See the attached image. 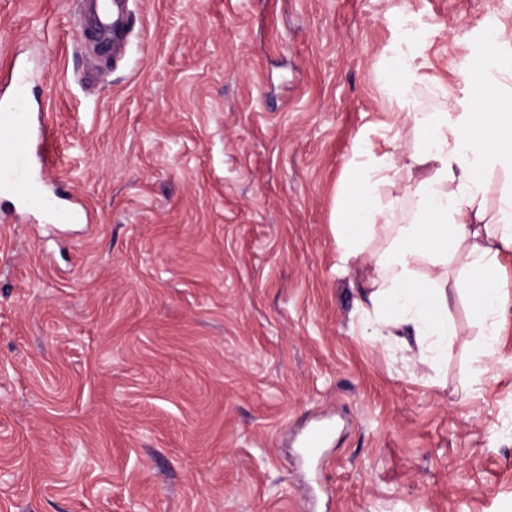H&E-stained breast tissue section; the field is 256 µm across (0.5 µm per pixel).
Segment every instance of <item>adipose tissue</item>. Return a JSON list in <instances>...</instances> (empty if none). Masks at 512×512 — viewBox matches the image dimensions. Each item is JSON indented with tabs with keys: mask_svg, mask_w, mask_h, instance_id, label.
<instances>
[{
	"mask_svg": "<svg viewBox=\"0 0 512 512\" xmlns=\"http://www.w3.org/2000/svg\"><path fill=\"white\" fill-rule=\"evenodd\" d=\"M494 40L504 48L494 69L470 75L464 99L434 85L440 106L431 112L415 104L414 88L424 81L419 65L406 54L398 59L388 101L418 135L410 157L418 179L403 189L415 200L413 215L401 220L398 198L380 192L400 174L393 155L373 153L360 136L336 222L343 262L370 258L372 289L360 303L364 329L387 348L413 346L430 366L446 363L458 340L448 296L469 298L481 326L476 385L496 364L498 337L512 314V283L501 263L512 255V190L501 193L495 214L486 209L488 174L497 171L512 181V33L498 30ZM491 82L499 89L495 100L482 94L483 84ZM380 236L384 247L369 252Z\"/></svg>",
	"mask_w": 512,
	"mask_h": 512,
	"instance_id": "1",
	"label": "adipose tissue"
}]
</instances>
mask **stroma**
I'll return each mask as SVG.
<instances>
[{
	"label": "stroma",
	"instance_id": "obj_1",
	"mask_svg": "<svg viewBox=\"0 0 512 512\" xmlns=\"http://www.w3.org/2000/svg\"><path fill=\"white\" fill-rule=\"evenodd\" d=\"M0 0L58 233L0 198V512H512V321L480 385L467 300L441 371L365 336L336 250L354 139L406 166L394 63L462 96L512 0ZM414 38H407L406 24ZM338 430L317 468L296 441Z\"/></svg>",
	"mask_w": 512,
	"mask_h": 512
}]
</instances>
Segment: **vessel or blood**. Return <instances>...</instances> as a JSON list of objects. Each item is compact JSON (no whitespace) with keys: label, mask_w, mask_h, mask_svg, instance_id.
I'll return each instance as SVG.
<instances>
[{"label":"vessel or blood","mask_w":512,"mask_h":512,"mask_svg":"<svg viewBox=\"0 0 512 512\" xmlns=\"http://www.w3.org/2000/svg\"><path fill=\"white\" fill-rule=\"evenodd\" d=\"M121 0H100L99 23L103 31L109 32L113 40L122 34L114 30L112 14L122 11ZM26 77L16 79L14 94L6 100L0 99V128L10 136L0 140V195L13 198L28 214H35L47 224H76L89 221L85 206L72 197L48 194L46 191V169L48 161L44 150H32L34 136H47V129L33 131L27 116L25 96ZM336 425L326 422L310 428L302 439V449L307 456H318L332 440Z\"/></svg>","instance_id":"vessel-or-blood-1"}]
</instances>
